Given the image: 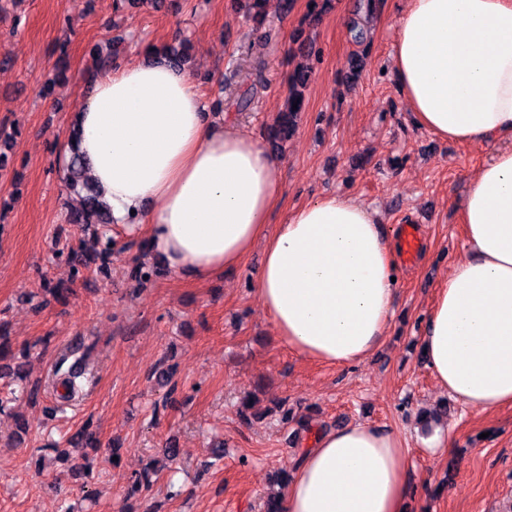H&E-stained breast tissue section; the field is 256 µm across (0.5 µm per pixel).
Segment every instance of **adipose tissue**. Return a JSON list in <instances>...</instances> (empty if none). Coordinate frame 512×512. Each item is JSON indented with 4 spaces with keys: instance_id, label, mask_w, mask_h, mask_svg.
I'll return each instance as SVG.
<instances>
[{
    "instance_id": "obj_1",
    "label": "adipose tissue",
    "mask_w": 512,
    "mask_h": 512,
    "mask_svg": "<svg viewBox=\"0 0 512 512\" xmlns=\"http://www.w3.org/2000/svg\"><path fill=\"white\" fill-rule=\"evenodd\" d=\"M394 78L415 124L489 153L459 205L465 251L426 319V366L465 407L512 405V0H404ZM79 148L132 239L182 278L203 282L264 242L256 292L297 354L364 361L393 314L398 244L376 213L327 196L267 219L278 158L210 116L191 74L131 61L98 78L75 116ZM398 430L319 431L282 495V512H408Z\"/></svg>"
}]
</instances>
